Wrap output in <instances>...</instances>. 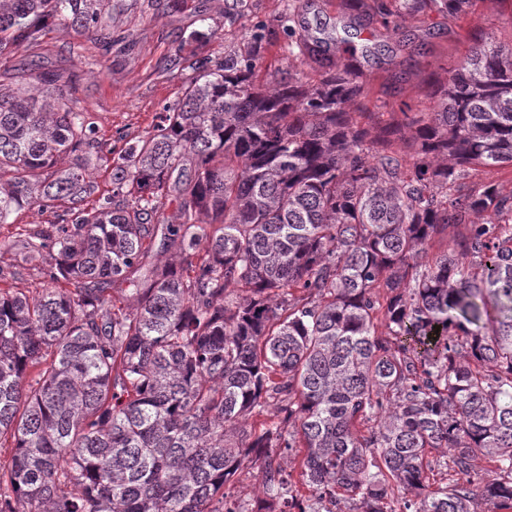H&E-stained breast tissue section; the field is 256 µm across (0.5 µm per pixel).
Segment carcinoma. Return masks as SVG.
Returning a JSON list of instances; mask_svg holds the SVG:
<instances>
[{
    "instance_id": "1",
    "label": "carcinoma",
    "mask_w": 512,
    "mask_h": 512,
    "mask_svg": "<svg viewBox=\"0 0 512 512\" xmlns=\"http://www.w3.org/2000/svg\"><path fill=\"white\" fill-rule=\"evenodd\" d=\"M110 2L0 0V56L57 23L92 33ZM473 2L374 0L373 16L395 29ZM296 18L303 60L339 42L347 61L264 76L257 26L153 134L111 151L102 192L72 80L29 69V94L0 92V224L57 210L0 268L44 278L35 296L0 289V512H334L321 505L340 494L349 512H474L478 497L512 512V193L464 186L471 165H512V47L478 41L431 111L373 135L352 116L356 48ZM172 198L179 220L162 225ZM159 232L174 252L152 263ZM477 458L492 469L476 484ZM436 467L451 484L429 488ZM245 468L254 507H232ZM466 233V226L463 224L449 227L440 235L436 236L430 243L429 257L440 256L452 248L454 241Z\"/></svg>"
}]
</instances>
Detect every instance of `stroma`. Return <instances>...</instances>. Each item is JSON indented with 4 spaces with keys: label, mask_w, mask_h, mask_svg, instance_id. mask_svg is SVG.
<instances>
[{
    "label": "stroma",
    "mask_w": 512,
    "mask_h": 512,
    "mask_svg": "<svg viewBox=\"0 0 512 512\" xmlns=\"http://www.w3.org/2000/svg\"><path fill=\"white\" fill-rule=\"evenodd\" d=\"M298 0H112L97 35L56 26L39 40L0 57V91L23 92L26 83L9 76L22 65L76 73L70 91L74 109L91 114L101 151L152 133L165 106L176 103L204 69L223 63L224 55L246 47L255 23L268 27L261 67L272 72L299 66L315 79L316 65L298 64L294 42L276 19ZM310 15L337 31L354 35L355 46L372 54L361 68L370 90L354 119L379 132L400 121L402 104L430 111L436 82L465 57L476 38L512 46V0H475L468 16L425 11L405 15L398 30H387L362 9L342 0H310ZM51 211L25 208L11 223L0 224V268L14 263L21 234L53 223Z\"/></svg>",
    "instance_id": "stroma-1"
}]
</instances>
